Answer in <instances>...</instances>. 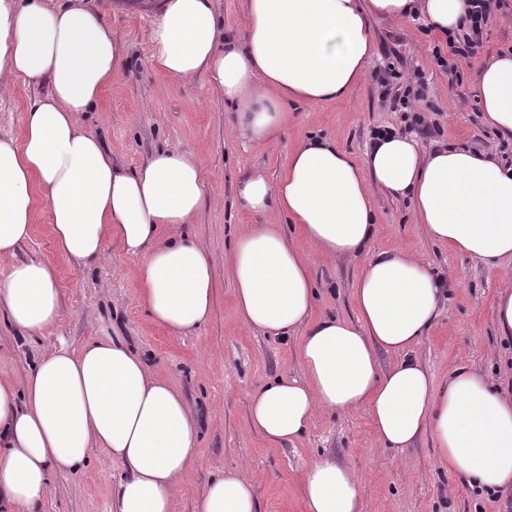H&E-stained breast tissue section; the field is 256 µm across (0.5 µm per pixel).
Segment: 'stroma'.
<instances>
[{
  "label": "stroma",
  "mask_w": 512,
  "mask_h": 512,
  "mask_svg": "<svg viewBox=\"0 0 512 512\" xmlns=\"http://www.w3.org/2000/svg\"><path fill=\"white\" fill-rule=\"evenodd\" d=\"M115 0H86L128 47L120 79L102 92L84 124L97 134L112 157L127 169L144 164L160 148L194 153L207 183V200L186 231L213 261L214 299L208 320L191 332L174 335L154 324L140 301L135 260L116 240H109L100 262L85 265L57 249L47 205L38 208L34 230L19 249L22 260L48 263L57 273L63 317L46 337H24L0 316V378L22 382L34 359L51 347L79 352L86 343L120 337L150 366L180 389L201 424L196 455L179 480L172 512H199L215 476L238 471L256 486L259 512H304L300 475L310 459L325 454L351 466L361 482L362 512H512V500L464 485L438 458L430 435H422L405 452L379 447L366 407L343 413H317L305 438L268 444L253 428L250 398L277 375L302 377L299 334L282 339L247 329L240 320L234 283L224 272L237 236L252 223L278 224L310 261L318 290L311 320L327 316L356 321L353 293L364 257L321 258L287 216L272 209L251 217L235 205L242 176L258 171L270 182L283 175L290 150L302 141L325 138L362 158L371 130H405L403 114L382 103L375 79L394 64L401 77L393 93L422 73L426 127L415 128L423 151L438 146H468L512 161V139L500 136L482 119L475 78L487 57L512 50V5L497 12L481 55L460 67L462 82L449 86L448 75L433 63L438 37L419 22L371 21L375 53L365 74L343 98L318 104L288 105V125L272 140L244 137L235 127L233 104L224 100L209 78L189 82L170 78L150 60L149 36L158 17L159 0L118 8ZM42 89L17 80L0 98V136L20 137L24 120ZM376 251H403L420 256L446 280L447 294L434 326L411 353L447 382L454 368L478 369L512 388V346L498 330L493 304L505 280L500 270L454 254L428 238L415 224L412 205L383 191L372 194ZM125 471L105 449L89 451L78 471L51 476L42 512H113L112 500Z\"/></svg>",
  "instance_id": "1"
}]
</instances>
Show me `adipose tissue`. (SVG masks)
<instances>
[{
    "instance_id": "ef3b65f1",
    "label": "adipose tissue",
    "mask_w": 512,
    "mask_h": 512,
    "mask_svg": "<svg viewBox=\"0 0 512 512\" xmlns=\"http://www.w3.org/2000/svg\"><path fill=\"white\" fill-rule=\"evenodd\" d=\"M464 0H247L245 32L225 29L216 0H165L150 36L151 62L178 80L208 75L237 105L236 124L271 139L286 105L343 97L375 48L370 20L413 15L440 36L456 31ZM126 48L85 0H0V95L16 78L44 86L20 139H0V311L20 334L41 336L62 318L53 268L17 259L39 204L50 209L59 251L90 264L117 240L137 260L141 303L179 335L203 324L213 303L212 261L180 228L192 223L206 181L191 151L154 152L129 170L82 122L123 72ZM476 94L485 122L512 137V53L485 63ZM380 188L413 203L416 223L449 251L497 267L512 259V166L466 147L422 153L394 133L355 159L335 142L309 138L288 156L278 182L244 176L235 204L257 215L286 213L326 259L366 254ZM175 234L162 237L164 226ZM354 290L356 322L310 321L316 290L309 262L274 224L235 241L225 270L243 324L284 338L304 334L303 379L281 375L250 400V420L270 442L302 439L316 412L367 407L375 439L402 452L431 432L440 460L471 487L512 491V398L479 370L456 368L443 386L410 350L435 323L442 279L406 252L367 255ZM400 353L382 369L379 350ZM200 422L181 391L117 338L80 353H42L23 386L0 381V512H40L52 471L85 465L91 445L120 461L114 512H172L177 482L194 460ZM301 482L305 512H361L359 477L318 455ZM200 512H258L253 482L215 477Z\"/></svg>"
}]
</instances>
